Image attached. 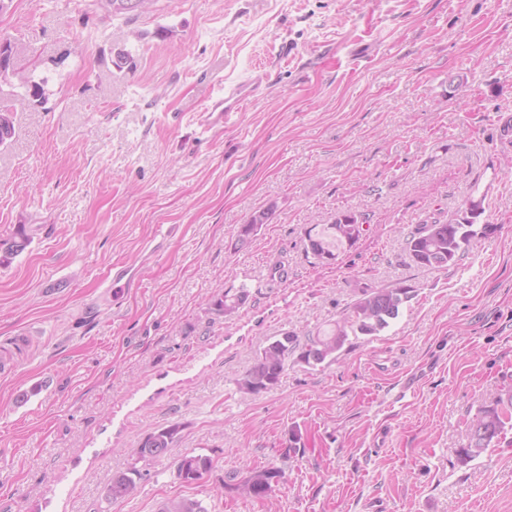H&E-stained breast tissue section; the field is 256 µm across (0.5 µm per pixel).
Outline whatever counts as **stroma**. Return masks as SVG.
<instances>
[{
	"label": "stroma",
	"mask_w": 512,
	"mask_h": 512,
	"mask_svg": "<svg viewBox=\"0 0 512 512\" xmlns=\"http://www.w3.org/2000/svg\"><path fill=\"white\" fill-rule=\"evenodd\" d=\"M4 93L39 83L0 147V512H512V427L462 459L481 405L512 392V0H13ZM129 61L116 65L117 53ZM271 83L205 128L227 83ZM479 199L498 225L444 269L405 239ZM273 208L238 244L240 224ZM339 211L365 231L306 255ZM134 281L119 301L112 269ZM263 283L232 319L207 301ZM413 287L390 327L334 363L238 381L268 339L330 327L364 288ZM181 439L154 462L142 438ZM214 466L192 484L187 452ZM145 471L111 504L113 474ZM278 467L272 500L234 481ZM182 428L183 426L176 422L148 434L140 443L139 448L134 449L137 459L153 462L164 457L178 439ZM214 465L211 456L202 453H187L177 462V477L186 483H194L203 478Z\"/></svg>",
	"instance_id": "stroma-1"
}]
</instances>
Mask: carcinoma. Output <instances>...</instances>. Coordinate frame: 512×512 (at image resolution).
Wrapping results in <instances>:
<instances>
[{"label":"carcinoma","mask_w":512,"mask_h":512,"mask_svg":"<svg viewBox=\"0 0 512 512\" xmlns=\"http://www.w3.org/2000/svg\"><path fill=\"white\" fill-rule=\"evenodd\" d=\"M14 70L12 41L0 35V83L8 81ZM15 134L14 107L0 101V146ZM484 213L482 200L471 199L464 210L446 223L421 224L416 232L406 238V251L413 263L426 268H443L464 255L476 239L495 234L496 224H480ZM272 209L253 214L247 223L240 225L238 240L246 241L259 226L268 222ZM364 217L352 212H339L329 224H313L305 232V252L320 262L336 259V246L355 244L362 235ZM19 239L0 242V265L8 263L22 252L28 242L23 231ZM412 287L374 288L364 291L345 309L342 317L327 331L308 335L304 341L290 332L274 336L257 355L253 365L238 380V387L246 393L259 394L278 386L284 374L288 357L297 355V361L307 366L330 364L349 336H377L398 318L401 306L411 298ZM250 290L241 286L214 297L210 310L219 317H232L249 300ZM512 420V394L498 396L484 405L468 424L466 444L459 455L464 459L480 456L503 433ZM182 425L172 423L148 434L134 449L137 459L153 462L164 457L178 439ZM214 465L211 456L187 453L177 462V477L194 483L203 478ZM144 473L131 467L112 476L105 488L104 498L109 503L133 496ZM283 479L282 470L270 467L253 471L243 482L242 491L255 498H271ZM160 512H208L203 503L192 499H170L162 504Z\"/></svg>","instance_id":"carcinoma-1"}]
</instances>
